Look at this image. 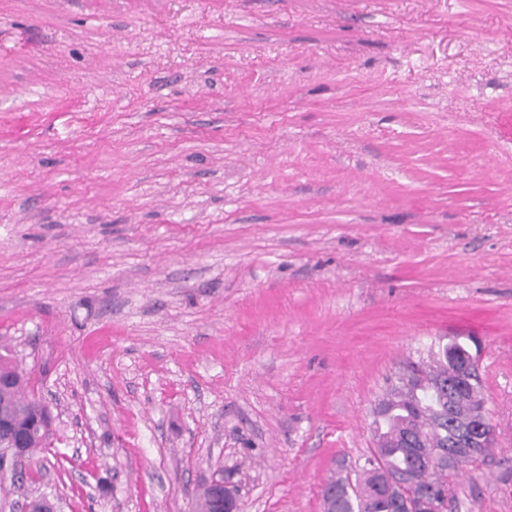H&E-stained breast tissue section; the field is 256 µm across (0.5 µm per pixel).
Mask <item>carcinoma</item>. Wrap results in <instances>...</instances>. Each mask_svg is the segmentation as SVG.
<instances>
[{"mask_svg":"<svg viewBox=\"0 0 512 512\" xmlns=\"http://www.w3.org/2000/svg\"><path fill=\"white\" fill-rule=\"evenodd\" d=\"M479 363V355L454 341L433 354L432 364H413L374 411V448L363 466L330 479L322 492L325 512H422L429 503L436 512L454 508L449 478L464 465L479 463L475 454L459 451L452 458L430 457L458 437L471 397L482 394L481 381L455 390L457 368ZM0 414L29 422L36 399L25 392L26 379L15 365L0 363Z\"/></svg>","mask_w":512,"mask_h":512,"instance_id":"carcinoma-1","label":"carcinoma"}]
</instances>
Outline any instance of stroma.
I'll return each mask as SVG.
<instances>
[{
	"mask_svg": "<svg viewBox=\"0 0 512 512\" xmlns=\"http://www.w3.org/2000/svg\"><path fill=\"white\" fill-rule=\"evenodd\" d=\"M476 339L512 512V0H0V504L323 512L386 381ZM5 382L0 386V414L19 416V424L29 422L33 414L36 399L30 398L25 392L26 379L17 365L0 363V376ZM33 426H38L39 437L31 438V441H29L28 437L18 430L12 418L0 416V435L2 433L7 435V439L0 447V463L2 462L3 465L8 464L12 468L19 470L21 463L26 459L30 460L35 452L47 448L50 434L45 439L40 440V436H42L45 429L39 416L32 423ZM28 442V457H26L22 448H27ZM209 490V501L211 504L212 512H236V502L232 493L224 486L223 482H214L210 487L204 488L198 498L196 499V507L200 512H207L208 499L207 493Z\"/></svg>",
	"mask_w": 512,
	"mask_h": 512,
	"instance_id": "obj_1",
	"label": "stroma"
}]
</instances>
